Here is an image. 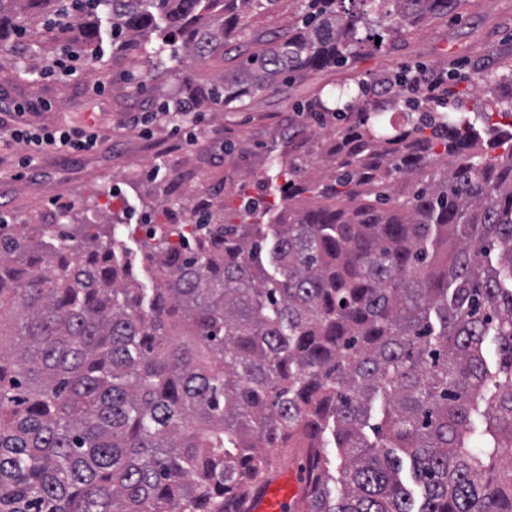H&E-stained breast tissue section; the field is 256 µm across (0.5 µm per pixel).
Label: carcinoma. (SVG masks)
<instances>
[{
    "mask_svg": "<svg viewBox=\"0 0 512 512\" xmlns=\"http://www.w3.org/2000/svg\"><path fill=\"white\" fill-rule=\"evenodd\" d=\"M280 2L0 0V45L27 76L38 34L65 59L105 22L130 53L158 33L183 64L161 111L241 112L465 0H301L250 29ZM308 111L345 120L325 173L286 158L278 203L144 225L150 287L120 224L0 226V512H240L280 444L308 461L301 512H512V97L346 77ZM298 0H286L279 4L275 13H259L250 21V28L259 32L277 31L291 26L296 17Z\"/></svg>",
    "mask_w": 512,
    "mask_h": 512,
    "instance_id": "cac0c4a2",
    "label": "carcinoma"
}]
</instances>
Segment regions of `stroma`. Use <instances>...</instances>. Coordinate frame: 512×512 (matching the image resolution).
Returning a JSON list of instances; mask_svg holds the SVG:
<instances>
[{"label":"stroma","mask_w":512,"mask_h":512,"mask_svg":"<svg viewBox=\"0 0 512 512\" xmlns=\"http://www.w3.org/2000/svg\"><path fill=\"white\" fill-rule=\"evenodd\" d=\"M102 57L90 60L71 76L38 73L20 80L18 53L0 50V119L11 121L14 105L32 103L25 116L33 124L52 126L67 119L95 125L108 135L99 149L78 157L52 152L40 155L36 176L15 179L24 155L15 145L0 150V220L9 224H80L88 215L107 224L113 215L138 226L144 214L153 223H167L169 214L156 208L170 185L183 187L182 198H223L241 177L253 174L268 200L279 192L270 176L272 159L288 151L307 158L312 174H321L323 157L337 121L307 112L309 86H283L261 93L247 111L196 113V144H188L177 122L159 115L162 99L174 87L148 88L124 95L115 85L124 74H149L152 60L113 51L104 44ZM420 63L432 71L449 70L456 77L449 87L463 109L480 106L490 97L512 95V83L502 76L512 71V0H468L462 13L448 21L406 35L381 49L363 48L342 68L326 74L329 82L354 74L366 85L384 74ZM148 111L155 118L138 125L133 113Z\"/></svg>","instance_id":"1"}]
</instances>
